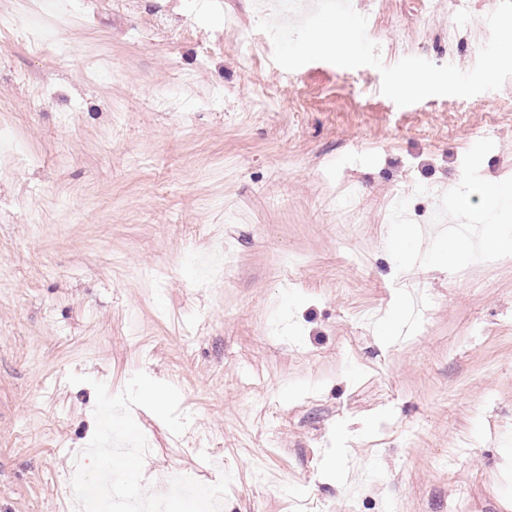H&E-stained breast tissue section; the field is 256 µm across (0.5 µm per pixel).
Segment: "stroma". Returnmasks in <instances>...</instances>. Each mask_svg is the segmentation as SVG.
I'll return each mask as SVG.
<instances>
[{"mask_svg": "<svg viewBox=\"0 0 512 512\" xmlns=\"http://www.w3.org/2000/svg\"><path fill=\"white\" fill-rule=\"evenodd\" d=\"M253 2L63 0L57 48L0 42V512H69L95 393L66 377L139 371L191 417L134 409L149 492L218 456L224 512H512V250L443 272L387 219L512 184V78L400 107L375 68L278 66ZM498 2L353 7L385 64L468 70Z\"/></svg>", "mask_w": 512, "mask_h": 512, "instance_id": "35a3bbf8", "label": "stroma"}]
</instances>
